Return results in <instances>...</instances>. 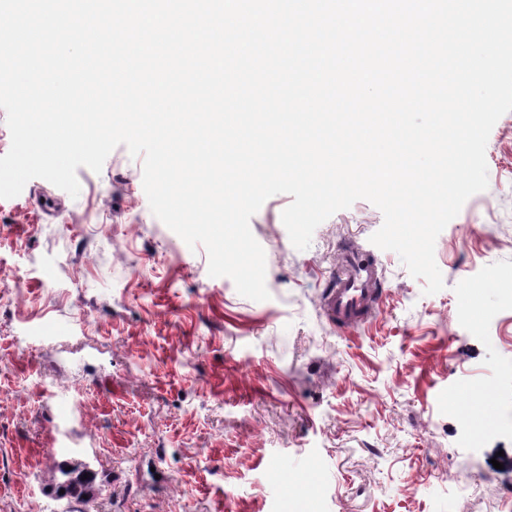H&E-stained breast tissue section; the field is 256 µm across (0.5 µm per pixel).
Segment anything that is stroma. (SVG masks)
<instances>
[{
  "instance_id": "35a3bbf8",
  "label": "stroma",
  "mask_w": 512,
  "mask_h": 512,
  "mask_svg": "<svg viewBox=\"0 0 512 512\" xmlns=\"http://www.w3.org/2000/svg\"><path fill=\"white\" fill-rule=\"evenodd\" d=\"M489 185L439 234L425 294L360 199L308 249L250 220L270 297L208 274L150 210L143 159L81 167L78 197L34 178L0 199V512H62L52 465L81 460L101 512H500L512 497V112ZM372 249L379 311L331 325L341 248ZM73 413L60 420L57 407ZM40 480L29 483L27 471Z\"/></svg>"
}]
</instances>
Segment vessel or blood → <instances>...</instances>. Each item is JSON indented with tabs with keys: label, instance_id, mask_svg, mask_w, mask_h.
Segmentation results:
<instances>
[{
	"label": "vessel or blood",
	"instance_id": "obj_1",
	"mask_svg": "<svg viewBox=\"0 0 512 512\" xmlns=\"http://www.w3.org/2000/svg\"><path fill=\"white\" fill-rule=\"evenodd\" d=\"M382 278L381 266L368 252L357 248L344 251L322 298L326 319L340 328L368 321L382 302Z\"/></svg>",
	"mask_w": 512,
	"mask_h": 512
}]
</instances>
